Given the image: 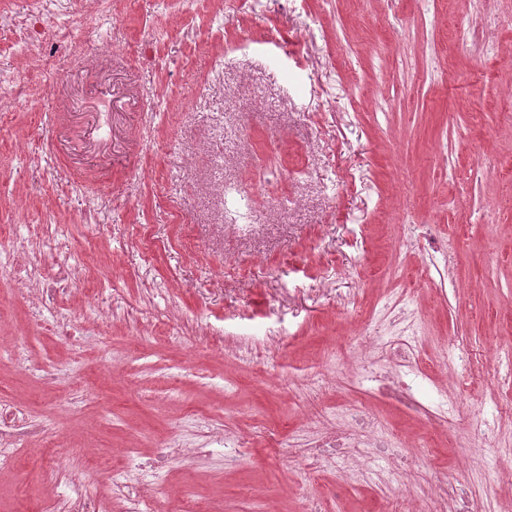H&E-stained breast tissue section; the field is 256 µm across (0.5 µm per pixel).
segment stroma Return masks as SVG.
Instances as JSON below:
<instances>
[{"label":"stroma","instance_id":"1","mask_svg":"<svg viewBox=\"0 0 512 512\" xmlns=\"http://www.w3.org/2000/svg\"><path fill=\"white\" fill-rule=\"evenodd\" d=\"M0 0V79L29 77L35 20L54 81L0 102V401L66 463L154 469L161 512H394L385 482L300 454L354 404L419 484L461 470L472 512L511 488L512 0ZM88 42L75 59L60 29ZM224 144L216 146V125ZM259 183L245 217L228 188ZM78 268L35 313L27 268ZM98 333L83 335L87 322ZM417 327L424 392L456 347L472 383L431 428L355 382L365 337ZM238 444L224 463L223 439ZM180 442L194 459L154 452ZM0 512L47 488L24 437Z\"/></svg>","mask_w":512,"mask_h":512}]
</instances>
